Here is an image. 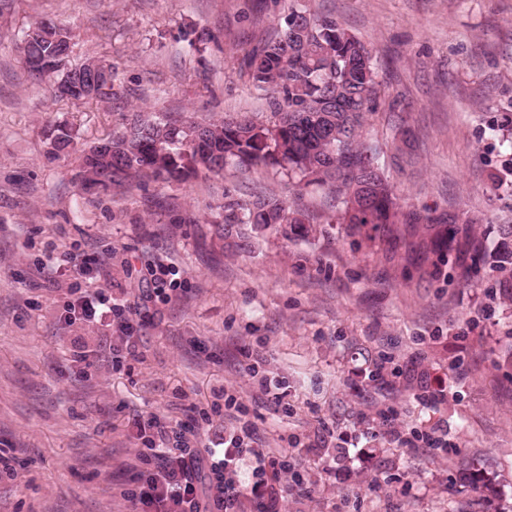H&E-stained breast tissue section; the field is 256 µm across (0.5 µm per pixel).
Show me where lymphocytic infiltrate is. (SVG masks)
Returning a JSON list of instances; mask_svg holds the SVG:
<instances>
[{
	"label": "lymphocytic infiltrate",
	"instance_id": "obj_1",
	"mask_svg": "<svg viewBox=\"0 0 512 512\" xmlns=\"http://www.w3.org/2000/svg\"><path fill=\"white\" fill-rule=\"evenodd\" d=\"M150 467L137 490L128 492L131 512H239L245 492L262 495L268 472L287 469V461L265 455L251 443L249 425L233 429L221 456L196 452L185 426L172 427L156 415L144 419ZM253 459L249 485L234 475L240 462Z\"/></svg>",
	"mask_w": 512,
	"mask_h": 512
}]
</instances>
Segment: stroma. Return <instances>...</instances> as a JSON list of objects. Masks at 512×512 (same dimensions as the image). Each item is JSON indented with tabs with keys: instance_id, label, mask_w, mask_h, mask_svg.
<instances>
[{
	"instance_id": "1",
	"label": "stroma",
	"mask_w": 512,
	"mask_h": 512,
	"mask_svg": "<svg viewBox=\"0 0 512 512\" xmlns=\"http://www.w3.org/2000/svg\"><path fill=\"white\" fill-rule=\"evenodd\" d=\"M367 42L380 97L365 141L401 206L473 221L480 256L435 260L432 231L367 241L342 224L289 232L240 225L214 239L224 204L273 195L314 215L317 185L264 167L82 189L90 146L135 119L260 112L268 93L241 68L284 23V0H0V512H130L145 467L139 416L222 442L236 396L288 512H512V0H307ZM65 27L70 66L112 67V94L57 97L19 49L36 21ZM217 37L200 52L184 39ZM72 143L57 150L60 130ZM105 253L56 281L38 267ZM176 275L170 301L134 316L136 355L112 365L111 318L66 323L74 289L128 304ZM281 383L263 394L247 371ZM416 371L444 397L423 402ZM434 427L444 448L394 441Z\"/></svg>"
}]
</instances>
